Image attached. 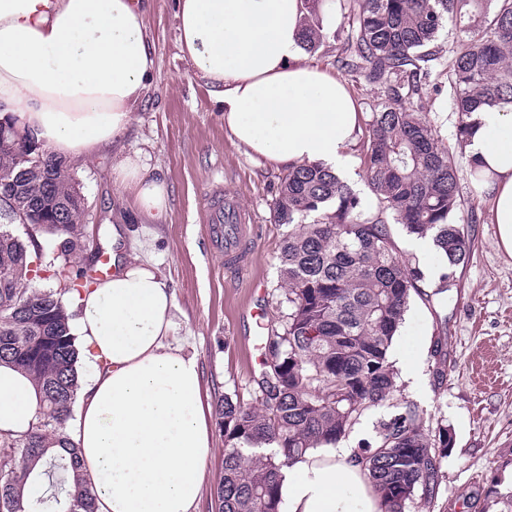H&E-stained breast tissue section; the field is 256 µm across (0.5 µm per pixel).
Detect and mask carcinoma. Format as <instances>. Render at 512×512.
Returning <instances> with one entry per match:
<instances>
[{
	"label": "carcinoma",
	"instance_id": "cac0c4a2",
	"mask_svg": "<svg viewBox=\"0 0 512 512\" xmlns=\"http://www.w3.org/2000/svg\"><path fill=\"white\" fill-rule=\"evenodd\" d=\"M349 30L339 49L345 71L381 93L360 141V164L374 206L319 164L288 168L277 188L274 222L284 227L277 320L264 328L266 359L255 399L216 403L224 434V473L215 512H279L282 469L308 450L339 442L367 411L396 390L390 349L423 273L403 259L390 225L432 238L450 269L468 261L474 242L452 222L460 209L457 152L469 119L512 104V0H336ZM452 21L461 39L449 57L435 46ZM302 44L315 49L323 27L306 23ZM450 79L458 125L447 144L429 119L430 93ZM26 145L0 148V169L15 166ZM45 170L20 190L39 220L23 242L0 220V364L25 373L40 396L37 425L0 436V512H96L90 487L75 474L78 451L46 439L69 417L79 389L77 349L63 295L84 288L71 256L84 247V225L72 217L79 196L64 163L43 149ZM42 233H56V260L37 270L57 290L34 286L30 264L43 256ZM447 344L433 350V377L447 376ZM448 426L430 432L407 406L379 423L374 443L359 449L381 512H405L412 497L429 504L448 453ZM64 476L65 493L35 496L43 470Z\"/></svg>",
	"mask_w": 512,
	"mask_h": 512
}]
</instances>
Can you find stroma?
Instances as JSON below:
<instances>
[{
  "mask_svg": "<svg viewBox=\"0 0 512 512\" xmlns=\"http://www.w3.org/2000/svg\"><path fill=\"white\" fill-rule=\"evenodd\" d=\"M156 60L148 95L124 137L123 151H149L172 189L164 223L146 224L122 201L112 180V150L72 165L75 186L87 207V232L108 248L120 228L129 249L157 261L168 277L183 329L202 371L207 402L229 396L251 402L261 370V341L251 317L259 308L275 315L278 254L283 229L273 221L280 169L250 158L229 137L209 89L191 70L178 42L174 0H151L145 16ZM462 206L455 223L468 228L474 247L457 268L447 292L435 288L445 268L436 251L414 254L400 225L392 232L400 255L416 260L424 279L412 295L393 340L391 357L413 355L415 374L398 375L383 407L370 410L343 438V446L374 442L379 421L412 404L425 428L447 425L453 442L439 464V486L430 504L407 502L405 512H504L512 492V257L498 244L488 203L475 190L469 159L457 160ZM235 196L253 227L252 262L227 274L206 224L214 184ZM261 291L251 292L252 280ZM448 342V377L432 376L433 348Z\"/></svg>",
  "mask_w": 512,
  "mask_h": 512,
  "instance_id": "obj_1",
  "label": "stroma"
}]
</instances>
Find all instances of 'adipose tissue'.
I'll use <instances>...</instances> for the list:
<instances>
[{"label":"adipose tissue","instance_id":"1","mask_svg":"<svg viewBox=\"0 0 512 512\" xmlns=\"http://www.w3.org/2000/svg\"><path fill=\"white\" fill-rule=\"evenodd\" d=\"M146 0H0V119H15L65 163L117 145L153 83ZM303 0H176L181 50L233 141L267 164H320L347 177L360 130L343 77L307 63ZM466 151L499 246L512 256V105L474 113ZM126 207L156 222L170 187L148 151L120 152ZM88 370L59 436L76 448L96 512H196L214 440L201 370L156 264L113 251L112 270L72 294ZM32 381L0 365V431L38 420ZM280 512H380L352 449L308 451L284 469Z\"/></svg>","mask_w":512,"mask_h":512}]
</instances>
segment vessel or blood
<instances>
[{
	"instance_id": "1",
	"label": "vessel or blood",
	"mask_w": 512,
	"mask_h": 512,
	"mask_svg": "<svg viewBox=\"0 0 512 512\" xmlns=\"http://www.w3.org/2000/svg\"><path fill=\"white\" fill-rule=\"evenodd\" d=\"M209 235L224 254V270L235 273L251 262L253 243L248 235L246 219L234 199L210 208L207 216Z\"/></svg>"
}]
</instances>
